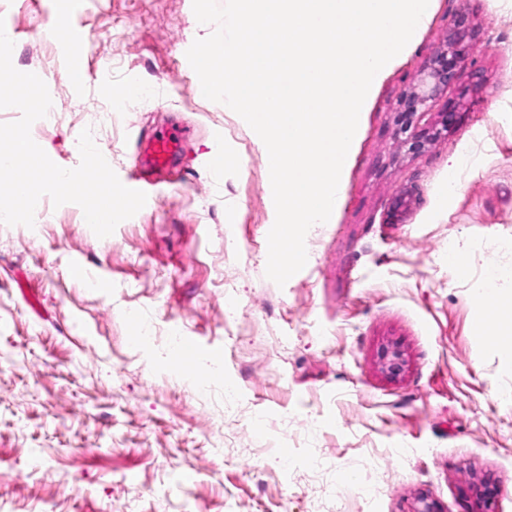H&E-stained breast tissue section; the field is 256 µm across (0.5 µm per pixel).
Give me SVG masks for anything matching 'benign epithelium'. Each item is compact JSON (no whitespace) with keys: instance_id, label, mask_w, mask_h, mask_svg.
Wrapping results in <instances>:
<instances>
[{"instance_id":"7a95c632","label":"benign epithelium","mask_w":512,"mask_h":512,"mask_svg":"<svg viewBox=\"0 0 512 512\" xmlns=\"http://www.w3.org/2000/svg\"><path fill=\"white\" fill-rule=\"evenodd\" d=\"M476 50V33L466 15H459L448 29L445 43L430 58L399 99L401 126L398 130V146L412 154L424 151L435 141L448 135V123L461 103L448 97L469 58ZM446 98L440 119L420 125L421 118L433 111L440 98ZM414 200V190L405 188L395 198L392 216L401 215V210L410 207ZM382 367L390 374L401 371L403 360L400 351L388 348L381 355Z\"/></svg>"}]
</instances>
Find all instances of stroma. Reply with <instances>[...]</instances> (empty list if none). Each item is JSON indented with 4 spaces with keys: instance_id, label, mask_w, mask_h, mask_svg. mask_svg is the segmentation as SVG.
Returning a JSON list of instances; mask_svg holds the SVG:
<instances>
[{
    "instance_id": "35a3bbf8",
    "label": "stroma",
    "mask_w": 512,
    "mask_h": 512,
    "mask_svg": "<svg viewBox=\"0 0 512 512\" xmlns=\"http://www.w3.org/2000/svg\"><path fill=\"white\" fill-rule=\"evenodd\" d=\"M461 13L477 33L461 110L447 138L406 153L398 101ZM56 14L69 29L51 41ZM0 16L14 67L57 103L31 127L57 165H79L88 127L125 182L155 127L191 128L110 236L73 203L37 234L0 224V512H481L485 484L490 512H512V334L485 339L471 296L490 267L512 294V0H431L372 85L336 207L282 287L266 276V147L195 94L186 52L215 27L192 0H0ZM405 188L416 199L388 223ZM172 336L198 345L205 391ZM393 346L395 376L380 365Z\"/></svg>"
}]
</instances>
